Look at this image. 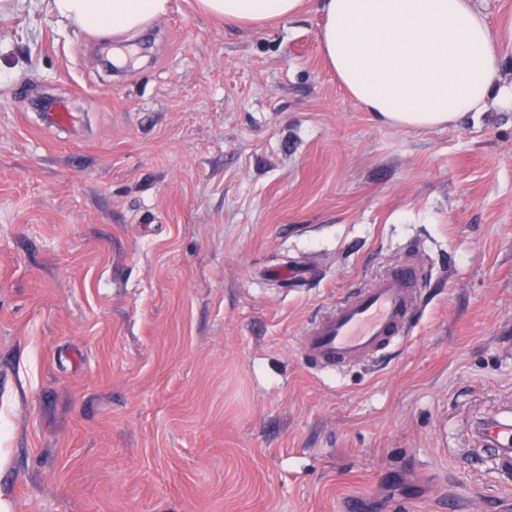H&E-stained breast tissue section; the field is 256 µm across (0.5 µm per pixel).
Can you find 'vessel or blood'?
<instances>
[{"mask_svg": "<svg viewBox=\"0 0 512 512\" xmlns=\"http://www.w3.org/2000/svg\"><path fill=\"white\" fill-rule=\"evenodd\" d=\"M422 278L417 262L407 261L374 280L355 299L339 304L314 322L302 339V352L323 368L367 361L411 328L415 293ZM496 446L495 461L512 463V426L487 427Z\"/></svg>", "mask_w": 512, "mask_h": 512, "instance_id": "b4317fda", "label": "vessel or blood"}]
</instances>
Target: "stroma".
I'll return each instance as SVG.
<instances>
[{
	"instance_id": "stroma-1",
	"label": "stroma",
	"mask_w": 512,
	"mask_h": 512,
	"mask_svg": "<svg viewBox=\"0 0 512 512\" xmlns=\"http://www.w3.org/2000/svg\"><path fill=\"white\" fill-rule=\"evenodd\" d=\"M322 23L170 0L109 73L48 0H0L9 512H512L476 441L512 407V105L387 126ZM410 255L404 344L316 372L308 323Z\"/></svg>"
}]
</instances>
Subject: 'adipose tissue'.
I'll return each mask as SVG.
<instances>
[{
    "instance_id": "1",
    "label": "adipose tissue",
    "mask_w": 512,
    "mask_h": 512,
    "mask_svg": "<svg viewBox=\"0 0 512 512\" xmlns=\"http://www.w3.org/2000/svg\"><path fill=\"white\" fill-rule=\"evenodd\" d=\"M307 0H198L226 24L292 20ZM169 0H49L59 19L98 36L129 35L167 13ZM322 53L337 79L391 127H442L512 99L498 83L499 39L472 0H318Z\"/></svg>"
}]
</instances>
